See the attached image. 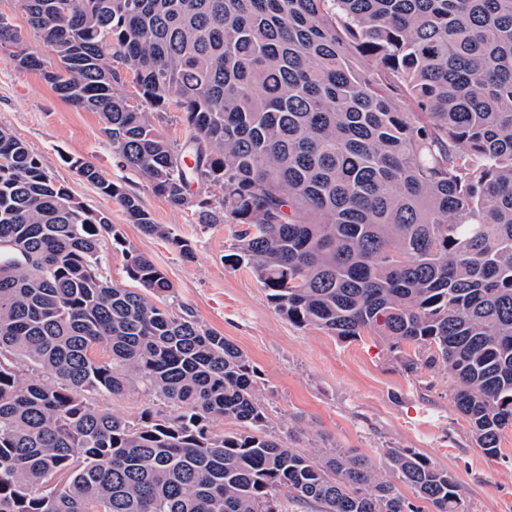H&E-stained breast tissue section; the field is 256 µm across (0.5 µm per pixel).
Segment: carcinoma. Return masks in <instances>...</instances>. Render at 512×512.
I'll list each match as a JSON object with an SVG mask.
<instances>
[{"mask_svg": "<svg viewBox=\"0 0 512 512\" xmlns=\"http://www.w3.org/2000/svg\"><path fill=\"white\" fill-rule=\"evenodd\" d=\"M0 55L96 112L118 166L207 227L274 308L340 340L443 365L479 448L512 426V0H22ZM130 70L142 104L118 93ZM175 143L149 111L170 102ZM76 172L141 233L188 240L91 162ZM221 199L192 198L193 184ZM133 286L104 276L105 237ZM173 284L118 225L0 127V512H461L455 474L404 448L381 465L268 429L250 359L167 304ZM25 359L46 374L29 382ZM165 405L134 419L93 394L134 385ZM239 425L217 432V420ZM18 1L19 0H0V13L9 16L14 24L23 28L25 44L29 52L43 55L42 58L45 62L51 63L54 68L61 67L62 64L55 51V47L51 44H46L45 54H43V43L32 31L25 27L23 19L24 15L20 9V3ZM166 112L167 114H163L162 119H158L155 112L150 114L154 127L168 139L182 142L185 138L186 131L185 124L181 120L180 111L172 102Z\"/></svg>", "mask_w": 512, "mask_h": 512, "instance_id": "cac0c4a2", "label": "carcinoma"}]
</instances>
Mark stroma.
Wrapping results in <instances>:
<instances>
[{"instance_id":"1","label":"stroma","mask_w":512,"mask_h":512,"mask_svg":"<svg viewBox=\"0 0 512 512\" xmlns=\"http://www.w3.org/2000/svg\"><path fill=\"white\" fill-rule=\"evenodd\" d=\"M1 126L24 141L44 170L76 198L110 215L125 239L166 272L174 310L188 308L249 357L269 427L290 446L317 454L354 449L375 461L385 449L404 448L459 477L463 512H512V428L503 431L499 453L486 455L456 410V383L443 369L410 373L403 368L413 354L409 346L395 349L377 336L343 341L290 323L248 268L226 262L234 225L204 228L192 210L171 207L118 166L98 113L74 109L38 73L17 70L4 59ZM72 157L92 162L137 194L156 223L189 240L193 259L185 260L166 241L128 223L115 199L70 167Z\"/></svg>"}]
</instances>
